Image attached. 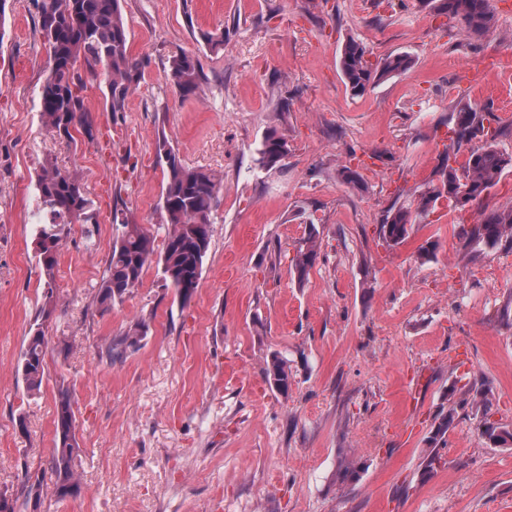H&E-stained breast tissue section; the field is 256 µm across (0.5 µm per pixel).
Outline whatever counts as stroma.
<instances>
[{
	"label": "stroma",
	"mask_w": 512,
	"mask_h": 512,
	"mask_svg": "<svg viewBox=\"0 0 512 512\" xmlns=\"http://www.w3.org/2000/svg\"><path fill=\"white\" fill-rule=\"evenodd\" d=\"M441 0H123L128 44L146 58L126 110L103 82L84 105L94 142L61 143L43 125L48 54L30 0H7L0 27V491L25 499L54 446L55 395L68 386L81 448L80 491L37 512H512V443L491 445L468 387L492 390L486 418L512 426V240L468 244L481 211L512 207V169L482 199L438 207L388 246L379 224L415 208L437 180L458 111L490 108L496 147L512 155V0H491L480 43L446 29ZM220 30L223 52H204ZM370 61L413 67L364 95L346 87L348 39ZM200 54L206 80L184 99L171 57ZM288 142L280 166L256 150ZM216 171L224 196L200 285L180 306L156 266L110 312L93 299L121 231L157 240L167 226L155 145ZM78 172L94 202L93 238L73 224L57 254V311L38 398L17 361L44 295L36 179L46 159ZM361 175L344 182L342 167ZM318 230L306 282L293 259ZM432 246L421 257L423 246ZM148 336L121 359L100 352L139 317ZM287 361V392L266 378ZM454 420L444 441L432 429ZM444 466L426 473L427 456ZM359 477L340 482V458ZM258 154L263 166L273 168L288 154V142L273 131L261 143Z\"/></svg>",
	"instance_id": "stroma-1"
}]
</instances>
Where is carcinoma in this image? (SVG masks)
Wrapping results in <instances>:
<instances>
[{
  "label": "carcinoma",
  "instance_id": "obj_1",
  "mask_svg": "<svg viewBox=\"0 0 512 512\" xmlns=\"http://www.w3.org/2000/svg\"><path fill=\"white\" fill-rule=\"evenodd\" d=\"M32 2L48 45L49 74L40 103L42 122L67 145L76 143V132L83 133L92 142L94 126L84 107L82 92L86 80L80 73V66H85L92 77L98 75V68H103L109 108L115 117L125 111L129 97L144 76V60L129 49L121 0ZM443 11L450 27L466 33L474 41L481 40L493 27L490 0H444ZM200 39L211 53L224 50L222 30L202 31ZM366 54L362 43L350 39L340 55V70L355 96L413 66V60L406 54L389 55L376 65L369 62ZM166 80L184 99L198 95L205 81L200 57L186 51L173 55ZM478 135L486 138L485 143L468 149L460 165L462 173H457L447 164L448 155L459 154ZM497 136L498 130L486 127L482 116L466 106L461 107L452 128L451 144L438 169L437 182L429 183L420 192L416 211L404 208L387 211L379 225L380 238L390 247L403 243L416 215H429L442 198L460 207L482 200L499 182L504 170L512 167V156L504 155L493 144ZM155 151L159 161L164 163L162 199L165 223L170 230L159 250L154 237L141 225L126 219L120 222L121 234L113 243L106 271L94 296L96 307L103 312L131 294L141 284L145 268L153 263L164 287L175 291L181 306L191 301L199 287L214 232L212 215L220 205L223 183L208 169L183 164L165 136L158 139ZM258 154L263 166L273 168L288 154V141L273 131L261 143ZM36 186L39 211L46 215L45 223L39 225L37 231L45 292L17 363V371L31 395L40 393L45 374L50 340L44 323L56 312L53 288L58 248L67 238L71 224H98L93 203L79 176L48 163L38 174ZM470 237L489 248L497 246L505 237L512 238V207L482 212L478 223L470 229ZM317 255V231L312 226L294 259L298 281L308 277ZM149 330V319H137L121 335L111 339L107 359L138 347ZM266 374L273 387L282 393L288 392V366L283 359L272 356ZM73 405L70 389L60 386L56 394L54 448L45 469L48 478L30 488L22 503L24 507L32 496L39 497L46 490L57 498H64L76 494L80 488L76 464L80 448ZM482 434L495 446L512 441L511 429L488 421L483 423Z\"/></svg>",
  "mask_w": 512,
  "mask_h": 512
}]
</instances>
